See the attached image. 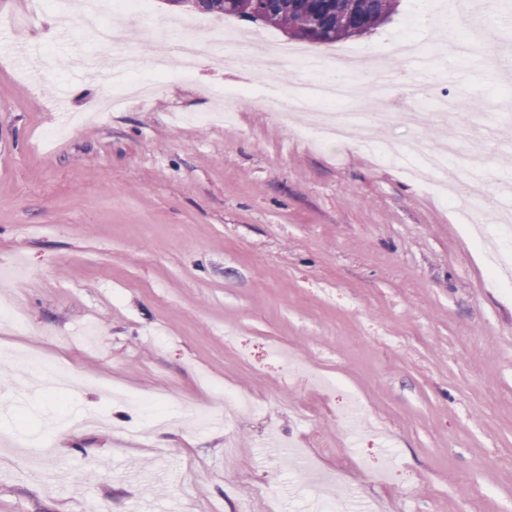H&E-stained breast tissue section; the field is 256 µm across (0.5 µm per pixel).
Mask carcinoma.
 <instances>
[{"label":"carcinoma","mask_w":512,"mask_h":512,"mask_svg":"<svg viewBox=\"0 0 512 512\" xmlns=\"http://www.w3.org/2000/svg\"><path fill=\"white\" fill-rule=\"evenodd\" d=\"M181 1L198 11L254 22L261 0H169ZM264 9L271 16L269 26L293 37L320 43H333L361 36L385 24L396 0H269Z\"/></svg>","instance_id":"carcinoma-1"}]
</instances>
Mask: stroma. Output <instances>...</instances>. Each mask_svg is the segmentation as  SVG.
<instances>
[{
    "label": "stroma",
    "mask_w": 512,
    "mask_h": 512,
    "mask_svg": "<svg viewBox=\"0 0 512 512\" xmlns=\"http://www.w3.org/2000/svg\"><path fill=\"white\" fill-rule=\"evenodd\" d=\"M448 0H399L389 21L310 59L386 56L411 31L441 88L399 112L380 141L438 144L416 114L481 101L461 143L512 173V80L434 50L424 21ZM0 0V355L37 349L71 390L0 384V433L41 431L55 454L23 470L0 445V512H323L342 488L360 512H512V281L494 278L473 225L435 188L382 163L360 138L320 143L303 116L269 111L264 74L205 66L192 79L143 71L151 100L103 112L110 56L76 16L28 17ZM150 0L128 31L134 52H164L183 27L211 55L220 31L252 33L255 57L281 30ZM247 86L228 119L198 122L220 87ZM88 115L53 144L44 130ZM122 388L117 400L110 386ZM221 403L194 427L192 407ZM174 421L155 427L154 406ZM291 442L303 460L283 457ZM399 476L376 480L377 449Z\"/></svg>",
    "instance_id": "stroma-1"
}]
</instances>
